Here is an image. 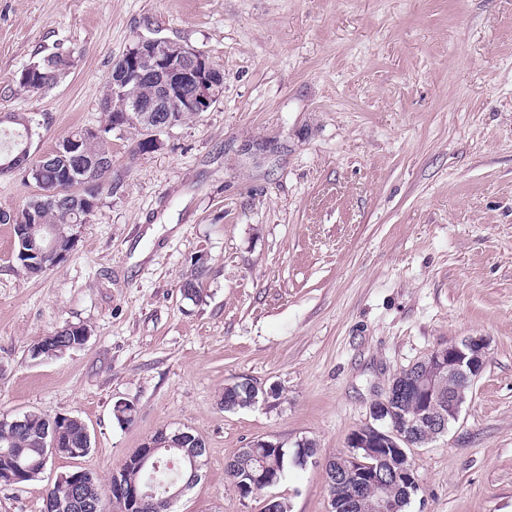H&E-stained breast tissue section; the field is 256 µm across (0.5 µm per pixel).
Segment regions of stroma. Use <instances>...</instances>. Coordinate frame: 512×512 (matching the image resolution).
I'll return each mask as SVG.
<instances>
[{
  "label": "stroma",
  "mask_w": 512,
  "mask_h": 512,
  "mask_svg": "<svg viewBox=\"0 0 512 512\" xmlns=\"http://www.w3.org/2000/svg\"><path fill=\"white\" fill-rule=\"evenodd\" d=\"M140 38L203 52L224 86L136 155L102 99ZM60 48L57 84L22 91ZM32 115L35 157L101 131L112 190L37 277L0 224V417L76 416L92 444L1 484L0 512H41L76 468L108 486L178 429L206 453L173 512H264L268 494L240 501L224 476L259 439L315 442L272 494L329 512L325 464L394 374L467 336L487 339L484 370L447 433L410 450L406 512H512V0H0V136ZM67 323L84 346L33 355ZM246 378L280 398L225 410Z\"/></svg>",
  "instance_id": "35a3bbf8"
}]
</instances>
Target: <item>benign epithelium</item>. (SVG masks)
Returning <instances> with one entry per match:
<instances>
[{
    "label": "benign epithelium",
    "instance_id": "obj_1",
    "mask_svg": "<svg viewBox=\"0 0 512 512\" xmlns=\"http://www.w3.org/2000/svg\"><path fill=\"white\" fill-rule=\"evenodd\" d=\"M151 81L154 94L141 98L135 88ZM112 92L118 99L111 107L112 128L125 126L128 113L134 112L142 128L150 132V138L157 139V133L172 126L175 117L184 118L207 111L216 102L223 88L224 74L216 71L207 56L190 47L161 39H140L135 46L123 53L112 64V74L107 78ZM191 94H185V88ZM82 140L70 139L65 149L70 154L68 165L63 169L64 176L73 183L79 181L84 187H97V182L88 176V165L84 162L80 145ZM31 165L25 151L15 157L5 158L0 169L6 172H20ZM21 248L18 256L30 267V275L39 276L52 265L61 262L72 249L75 237L69 236L67 248H62L55 230L41 223L38 211L29 212L28 224L16 227ZM487 340L482 336H468L458 343L431 352L410 367L401 370L393 378L385 396L370 407L371 421L351 434L348 451L330 458L326 469L336 467V460H347L346 467L338 479L341 494L330 493V512H338L340 505L352 509L359 500L358 491L365 484L375 483L379 493L371 504L372 512H401L410 501L407 486L415 484L408 466V450L429 442L447 432L448 422L458 419L460 408L465 400V392L475 382L484 368ZM248 394L251 405L258 400H269L276 393V386L259 388L249 379L238 382ZM413 386L422 398V409L408 417L399 409L401 396L408 386ZM448 386V396L441 394L443 386ZM63 415L52 419L44 437L50 438V454L81 457L91 448L89 431H84L76 446H63L59 440L58 425ZM196 444L187 454L184 470L189 472L175 492L165 500L172 502L185 489L199 480L200 455L205 453L203 441L193 434L177 430L172 433L161 431L143 444L138 452L129 457L124 465L140 470L158 466L161 451L171 448L183 449L187 444ZM4 464L0 465V483L16 485L23 481V469L8 454L0 455ZM74 495L67 502L46 498L47 509L51 512H68L80 507L84 512H99L101 499H90L81 489L89 484L91 474L78 470L69 474ZM403 484L404 495L394 497L389 486ZM107 497L120 512H141L148 500L150 491L137 485H129L124 480V471L112 474L106 489Z\"/></svg>",
    "mask_w": 512,
    "mask_h": 512
}]
</instances>
